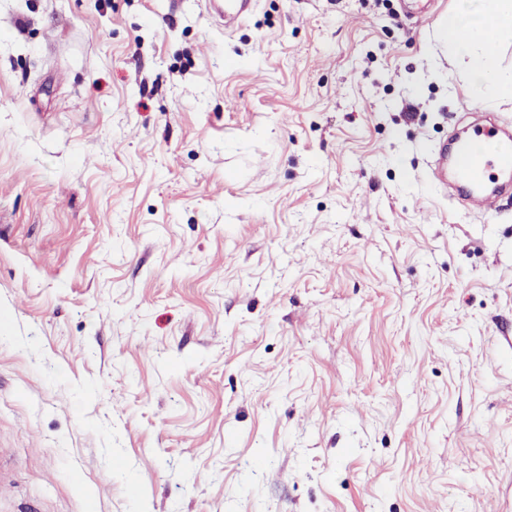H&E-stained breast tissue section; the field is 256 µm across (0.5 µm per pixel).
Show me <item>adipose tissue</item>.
Here are the masks:
<instances>
[{
  "label": "adipose tissue",
  "mask_w": 512,
  "mask_h": 512,
  "mask_svg": "<svg viewBox=\"0 0 512 512\" xmlns=\"http://www.w3.org/2000/svg\"><path fill=\"white\" fill-rule=\"evenodd\" d=\"M446 30H465V39H449L448 54L466 60L474 94L494 88L512 97V70L500 68L485 49L488 33L512 34V0H457L443 22Z\"/></svg>",
  "instance_id": "1"
}]
</instances>
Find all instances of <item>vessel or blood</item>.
Here are the masks:
<instances>
[{"label": "vessel or blood", "instance_id": "vessel-or-blood-1", "mask_svg": "<svg viewBox=\"0 0 512 512\" xmlns=\"http://www.w3.org/2000/svg\"><path fill=\"white\" fill-rule=\"evenodd\" d=\"M209 4L231 28L249 13L252 0H209ZM451 170L460 184L461 203L480 216L493 217L500 207V193L491 184L498 177L512 176V131L495 123L475 127L470 140L455 146L452 159H439L432 177L445 180Z\"/></svg>", "mask_w": 512, "mask_h": 512}]
</instances>
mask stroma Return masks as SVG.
I'll return each instance as SVG.
<instances>
[{"label": "stroma", "instance_id": "stroma-1", "mask_svg": "<svg viewBox=\"0 0 512 512\" xmlns=\"http://www.w3.org/2000/svg\"><path fill=\"white\" fill-rule=\"evenodd\" d=\"M455 4L0 0V512H512ZM214 13L224 17V28L236 26L251 10L252 0H210Z\"/></svg>", "mask_w": 512, "mask_h": 512}]
</instances>
